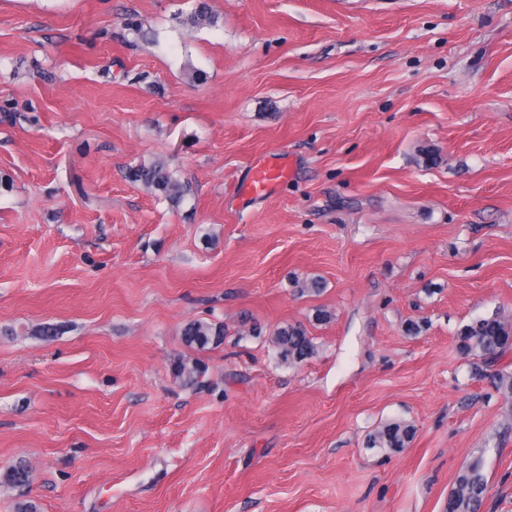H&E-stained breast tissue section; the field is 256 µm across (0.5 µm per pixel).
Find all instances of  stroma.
<instances>
[{
	"instance_id": "1",
	"label": "stroma",
	"mask_w": 512,
	"mask_h": 512,
	"mask_svg": "<svg viewBox=\"0 0 512 512\" xmlns=\"http://www.w3.org/2000/svg\"><path fill=\"white\" fill-rule=\"evenodd\" d=\"M199 1L0 0V512H443L476 456L512 512V400L456 342L512 314V0ZM129 177L133 182H138L148 190L163 196L174 206H179L190 191L187 185L175 178L160 160L132 167L129 170ZM286 175L288 169L284 163H260L254 168L251 182L247 184L246 189L249 194L266 195L272 190L274 182ZM224 335L223 325L203 320L190 321L182 329V336L186 344L202 348L209 344L221 343L224 340ZM271 341L279 361L298 366L316 354V344L306 327L300 323L284 324L275 328ZM415 428L404 420L383 423L366 437V447L380 452H399L407 448L415 436ZM31 468L29 464L20 460L8 466L0 475V483L12 488L23 487L30 482Z\"/></svg>"
}]
</instances>
